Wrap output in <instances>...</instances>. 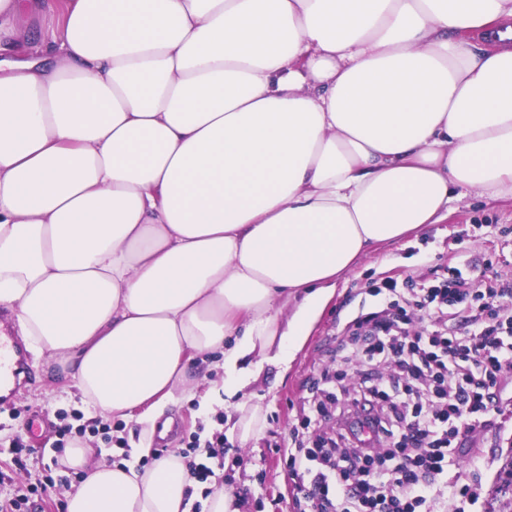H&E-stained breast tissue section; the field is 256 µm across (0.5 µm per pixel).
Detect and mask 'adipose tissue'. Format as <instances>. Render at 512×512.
<instances>
[{"mask_svg": "<svg viewBox=\"0 0 512 512\" xmlns=\"http://www.w3.org/2000/svg\"><path fill=\"white\" fill-rule=\"evenodd\" d=\"M0 0V310L56 383L130 418L287 367L336 277L467 194L512 195V0ZM296 311H289V303ZM66 512H192L65 448Z\"/></svg>", "mask_w": 512, "mask_h": 512, "instance_id": "ef3b65f1", "label": "adipose tissue"}]
</instances>
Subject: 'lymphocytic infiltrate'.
I'll list each match as a JSON object with an SVG mask.
<instances>
[{
    "label": "lymphocytic infiltrate",
    "instance_id": "f902f5d3",
    "mask_svg": "<svg viewBox=\"0 0 512 512\" xmlns=\"http://www.w3.org/2000/svg\"><path fill=\"white\" fill-rule=\"evenodd\" d=\"M377 309L349 324L345 371L324 375L310 410L320 441L292 435L282 455L300 512H464L469 485L449 469L512 386V305L488 291L476 318L460 276L409 296L397 280L381 288ZM224 434L187 450L188 465L207 482L224 465Z\"/></svg>",
    "mask_w": 512,
    "mask_h": 512
}]
</instances>
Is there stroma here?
Segmentation results:
<instances>
[{
  "instance_id": "obj_1",
  "label": "stroma",
  "mask_w": 512,
  "mask_h": 512,
  "mask_svg": "<svg viewBox=\"0 0 512 512\" xmlns=\"http://www.w3.org/2000/svg\"><path fill=\"white\" fill-rule=\"evenodd\" d=\"M457 270L478 286L512 282L511 197L466 196L439 223L380 244L370 257L337 278L332 296L310 325L306 341L288 370L265 365L259 380L242 390L241 401L262 406L265 426L248 448L239 447L235 437H228L224 470L215 480L248 496L244 512H297L293 488L276 449L298 427L302 398L310 382L322 369L335 368L341 330L368 299L370 290L387 278L411 281L416 288L435 285ZM34 371L39 381L36 388L25 387L10 399H0V502L13 497L18 486L44 480L45 464L60 456L56 441L63 413L86 409L80 396L52 383L42 366H35ZM205 391V386H198L194 398L168 406L166 413L174 418L173 430L162 443L154 445L151 455L135 452L141 444V424L118 419L110 422L111 437L93 434L95 449L140 469L169 449L186 448L195 436L212 432L216 416L223 412L219 406L203 412L200 397ZM16 439L33 444L35 449L24 471L11 463V443ZM474 448L486 463L479 474L463 475L464 482L479 492L472 512H497L501 502L512 499L504 471L512 461V405L502 408L493 426L478 434Z\"/></svg>"
}]
</instances>
